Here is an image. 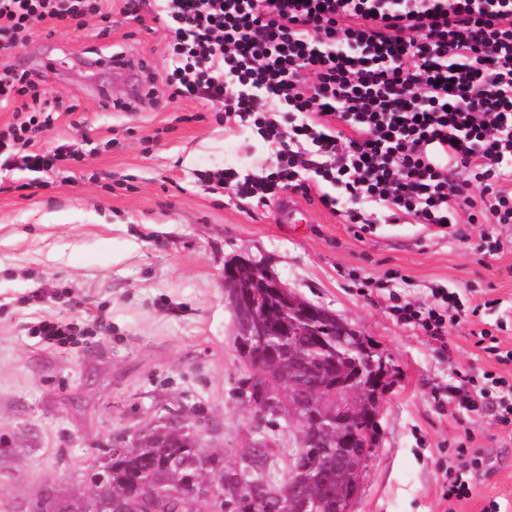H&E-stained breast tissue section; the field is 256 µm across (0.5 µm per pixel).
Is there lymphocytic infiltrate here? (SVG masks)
Listing matches in <instances>:
<instances>
[{"instance_id": "f902f5d3", "label": "lymphocytic infiltrate", "mask_w": 512, "mask_h": 512, "mask_svg": "<svg viewBox=\"0 0 512 512\" xmlns=\"http://www.w3.org/2000/svg\"><path fill=\"white\" fill-rule=\"evenodd\" d=\"M166 31L169 98L203 99L251 128L275 164L199 173L207 190L269 204L316 197L347 224L444 232L512 224V0H121ZM109 22L105 0H0V57L39 23ZM0 165L69 172L77 145L41 151L63 108L35 74L0 67ZM397 311L433 337L464 313L458 293Z\"/></svg>"}]
</instances>
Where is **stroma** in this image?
Listing matches in <instances>:
<instances>
[{"label": "stroma", "instance_id": "35a3bbf8", "mask_svg": "<svg viewBox=\"0 0 512 512\" xmlns=\"http://www.w3.org/2000/svg\"><path fill=\"white\" fill-rule=\"evenodd\" d=\"M111 5L110 34L93 21L76 31L41 23L11 57L78 106L39 147L75 142L85 159L66 180L0 168V432L16 442L0 460V512L48 488L78 492L113 442L169 409L209 420L205 446L239 462L258 435L237 395L247 370L224 300V263L236 256L264 259L293 293L349 322L384 357L379 444L351 512H483L493 502L512 512V437L490 412L448 400L463 373L512 382V364H497L474 338L496 331L485 300L512 306V225H490L505 243L492 255L468 224L456 237L418 224L358 235L315 200L297 224L277 204L209 193L198 172H251L272 165L271 153L250 128L226 123L219 106L168 99L161 23ZM123 51L145 58L135 81L94 67ZM439 285L471 311L445 337L392 315V298L425 307ZM42 319L78 334L43 345L27 332ZM464 444L482 450L485 470L470 499L442 500V474L460 466Z\"/></svg>", "mask_w": 512, "mask_h": 512}]
</instances>
